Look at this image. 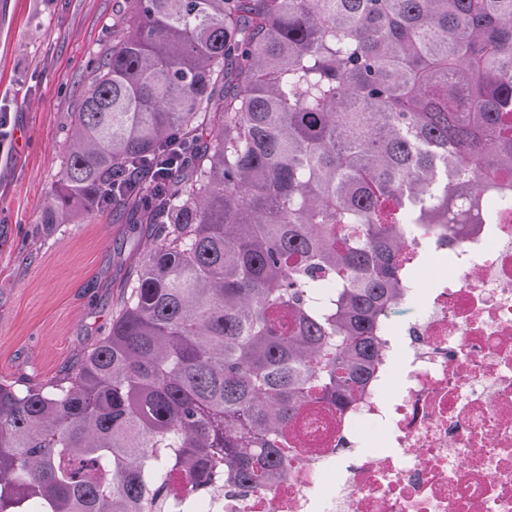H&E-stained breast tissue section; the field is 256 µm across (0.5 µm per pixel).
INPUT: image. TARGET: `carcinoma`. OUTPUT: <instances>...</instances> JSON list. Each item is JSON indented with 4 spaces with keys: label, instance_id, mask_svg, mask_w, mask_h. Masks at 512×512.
<instances>
[{
    "label": "carcinoma",
    "instance_id": "obj_1",
    "mask_svg": "<svg viewBox=\"0 0 512 512\" xmlns=\"http://www.w3.org/2000/svg\"><path fill=\"white\" fill-rule=\"evenodd\" d=\"M43 223L149 226L106 336L0 381V512L278 482L374 368L406 237L512 184V0H130Z\"/></svg>",
    "mask_w": 512,
    "mask_h": 512
}]
</instances>
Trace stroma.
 Segmentation results:
<instances>
[{"instance_id":"1","label":"stroma","mask_w":512,"mask_h":512,"mask_svg":"<svg viewBox=\"0 0 512 512\" xmlns=\"http://www.w3.org/2000/svg\"><path fill=\"white\" fill-rule=\"evenodd\" d=\"M128 13L129 0H0V378L72 370L107 333L150 240L108 206L53 231L40 222L70 114Z\"/></svg>"}]
</instances>
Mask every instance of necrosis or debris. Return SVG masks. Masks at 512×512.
Returning a JSON list of instances; mask_svg holds the SVG:
<instances>
[{"instance_id":"obj_1","label":"necrosis or debris","mask_w":512,"mask_h":512,"mask_svg":"<svg viewBox=\"0 0 512 512\" xmlns=\"http://www.w3.org/2000/svg\"><path fill=\"white\" fill-rule=\"evenodd\" d=\"M487 211L409 238L402 302L419 316L383 313L371 376L314 417L283 478L200 497L173 475L189 512H512V188ZM434 257L451 271L418 278Z\"/></svg>"}]
</instances>
